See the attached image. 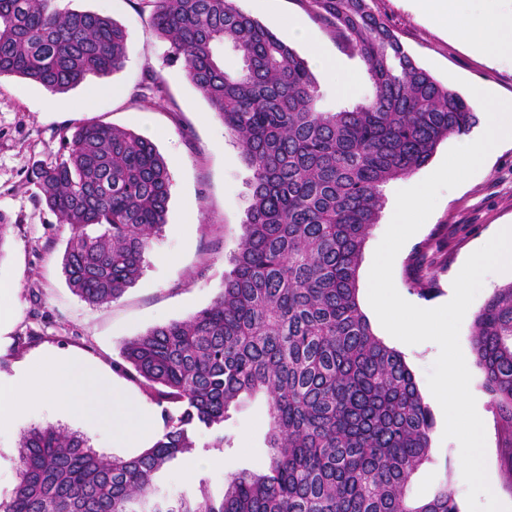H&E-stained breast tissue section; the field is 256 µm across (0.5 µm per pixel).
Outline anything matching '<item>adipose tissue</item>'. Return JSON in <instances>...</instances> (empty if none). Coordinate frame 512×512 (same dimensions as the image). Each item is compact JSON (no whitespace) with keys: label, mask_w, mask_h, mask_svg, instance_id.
Returning a JSON list of instances; mask_svg holds the SVG:
<instances>
[{"label":"adipose tissue","mask_w":512,"mask_h":512,"mask_svg":"<svg viewBox=\"0 0 512 512\" xmlns=\"http://www.w3.org/2000/svg\"><path fill=\"white\" fill-rule=\"evenodd\" d=\"M484 2L483 11L475 14L469 9L470 0H415L422 13L449 22L450 33L465 48L479 49L492 62L512 60V11L498 8L497 0ZM293 29L304 39L313 62L337 95H352L358 73L345 69L328 54L320 37L303 23H295ZM44 404L109 428L116 448L132 447L147 436L152 425L150 411L111 384L95 366L78 358H59L42 368L26 367L13 378L0 379V432Z\"/></svg>","instance_id":"obj_1"}]
</instances>
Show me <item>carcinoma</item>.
Here are the masks:
<instances>
[{
  "instance_id": "carcinoma-1",
  "label": "carcinoma",
  "mask_w": 512,
  "mask_h": 512,
  "mask_svg": "<svg viewBox=\"0 0 512 512\" xmlns=\"http://www.w3.org/2000/svg\"><path fill=\"white\" fill-rule=\"evenodd\" d=\"M367 65L373 96L320 112L308 62L236 0H140L171 60L222 119L250 177L232 270L206 307L122 341L120 370L162 407L163 431L139 454L109 458L65 428L23 434L18 482L0 512H460L448 485L424 500L411 477L430 460L434 418L402 354L358 303L366 237L381 186L425 165L478 124L474 108L419 66L367 0H307ZM127 33L57 0H0V76L64 92L123 68ZM240 59L224 68V48ZM36 162L37 203L71 227L63 269L92 305L143 274L167 223L170 174L150 140L96 121ZM483 388L512 432V283L476 314ZM266 400V467L214 496L155 495L173 461L227 447L224 420ZM211 440L199 444L201 434Z\"/></svg>"
}]
</instances>
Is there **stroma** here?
<instances>
[{
	"label": "stroma",
	"instance_id": "35a3bbf8",
	"mask_svg": "<svg viewBox=\"0 0 512 512\" xmlns=\"http://www.w3.org/2000/svg\"><path fill=\"white\" fill-rule=\"evenodd\" d=\"M237 4L285 41L290 38L289 19L302 20L346 68L362 72L357 91L348 99L337 96L323 73H316L319 110L334 112L345 103H359L371 95L364 62L347 51L306 0H237ZM369 4L388 21L416 63L440 84L465 97L474 84L512 95V63L491 64L467 52L433 19L407 8L402 0H369ZM58 5L103 13L121 24L127 32L126 61L120 71L88 77L62 93L48 92L16 76L0 77V211L10 218L7 244L0 253V285L11 288L8 296L0 298V304L9 309V322L0 332V374H12L18 365L44 356H76L101 368L157 416L160 407L118 370L120 345L152 327L187 318L219 293L230 269L228 259L243 233L250 171L221 118L186 79L182 63L169 61L168 42L154 32L137 0H58ZM149 71L159 76L162 91L144 103L139 98L141 81ZM88 119L150 139L171 176L167 224L145 255L143 276L119 299L100 306L89 305L68 288L63 256L71 228L58 223L46 206L37 203L35 188L25 181L34 163L55 161L62 152L63 135ZM460 143V137H448L425 166L383 186L385 203L366 239L359 266L358 301L373 333L404 356L434 416L430 460L412 477V494L425 498L445 484L454 492L461 512H466L460 447L456 440L444 438V414L427 381L439 348L432 342L410 346L392 337L369 303L367 286L374 252L390 222L397 191L423 181ZM510 221L512 147H505L461 185L443 192L427 221L401 248L393 265L398 293L421 308L446 304L463 261L486 243L498 225ZM420 250L432 273L431 289L426 293L411 282L413 259ZM510 282L512 271L490 275L468 308L459 334L477 412L485 426L486 467L497 478L496 497L508 506H512V474L503 464V455L512 447V435L501 430L491 398L482 387L483 374L476 363L471 333L480 308L496 288ZM21 336L29 339L22 348L16 345ZM265 413L262 397L242 401L224 423L230 448L172 462L155 477L159 494L171 500L193 497L204 481L212 495L218 496L230 474L261 470L267 463ZM46 423L83 435L92 448L106 455L132 454L131 449L113 447L112 434L106 428L39 407L0 434V498H8L17 483L21 434Z\"/></svg>",
	"mask_w": 512,
	"mask_h": 512
}]
</instances>
